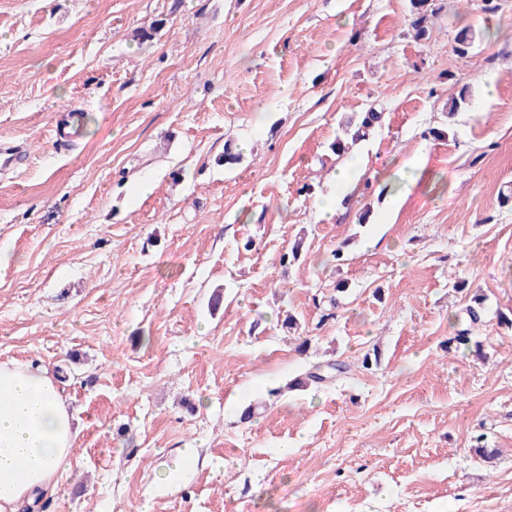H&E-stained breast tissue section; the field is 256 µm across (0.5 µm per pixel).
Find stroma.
Masks as SVG:
<instances>
[{
	"label": "stroma",
	"instance_id": "35a3bbf8",
	"mask_svg": "<svg viewBox=\"0 0 512 512\" xmlns=\"http://www.w3.org/2000/svg\"><path fill=\"white\" fill-rule=\"evenodd\" d=\"M436 2L0 0V362L78 429L47 512H512V0ZM435 0H411L413 8L410 26L415 31L417 39H425L428 35V23L430 16L436 13L437 8L432 2Z\"/></svg>",
	"mask_w": 512,
	"mask_h": 512
}]
</instances>
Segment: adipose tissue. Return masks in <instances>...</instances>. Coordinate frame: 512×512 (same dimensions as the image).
<instances>
[{"label": "adipose tissue", "instance_id": "1", "mask_svg": "<svg viewBox=\"0 0 512 512\" xmlns=\"http://www.w3.org/2000/svg\"><path fill=\"white\" fill-rule=\"evenodd\" d=\"M76 438L56 380L34 365L0 364V512H24L59 491Z\"/></svg>", "mask_w": 512, "mask_h": 512}]
</instances>
